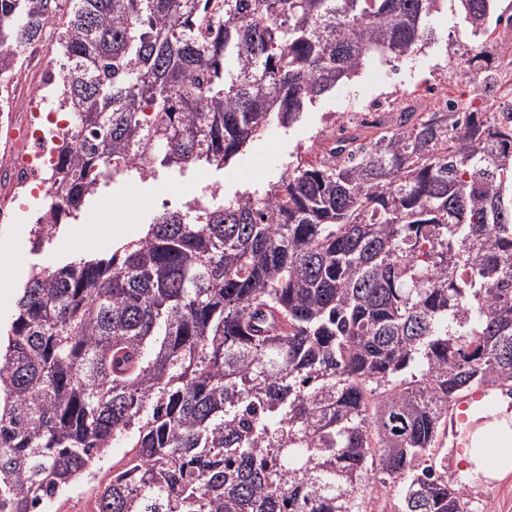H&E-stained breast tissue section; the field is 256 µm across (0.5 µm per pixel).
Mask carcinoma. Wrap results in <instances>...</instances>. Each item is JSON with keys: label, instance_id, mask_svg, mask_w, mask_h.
Instances as JSON below:
<instances>
[{"label": "carcinoma", "instance_id": "obj_1", "mask_svg": "<svg viewBox=\"0 0 512 512\" xmlns=\"http://www.w3.org/2000/svg\"><path fill=\"white\" fill-rule=\"evenodd\" d=\"M445 0H0L70 125L55 237L101 185L218 169L276 119L431 39ZM474 38L495 0H456ZM343 136L262 192L155 215L32 270L0 353V512H43L108 448L94 512H470L432 464L448 409L512 385V111Z\"/></svg>", "mask_w": 512, "mask_h": 512}]
</instances>
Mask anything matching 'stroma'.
<instances>
[{"instance_id": "stroma-1", "label": "stroma", "mask_w": 512, "mask_h": 512, "mask_svg": "<svg viewBox=\"0 0 512 512\" xmlns=\"http://www.w3.org/2000/svg\"><path fill=\"white\" fill-rule=\"evenodd\" d=\"M431 25L433 38L414 53L392 62H368L359 76L308 104L300 121L290 126L272 124L224 168L161 169L144 180L111 182L38 250L29 241L32 217L0 223V330L9 323L33 268H54L91 253L105 256L118 248V241L99 240L98 215H107L114 224L132 225L133 237H141L151 217L163 207L194 199L208 201L216 187L228 196L246 189L262 190L297 160H318L329 149L335 131L360 125L365 110L394 114L411 104L422 113L441 110L443 100L424 97L427 88L449 93L465 108L502 111V99L483 96L480 90L485 72L465 62L474 39L462 28L456 7L450 2L443 5ZM128 454L120 445L109 448L97 461L93 475L47 503L45 512H85L88 493L111 477L113 467L122 466ZM465 493L471 512H512V476L499 482L467 484Z\"/></svg>"}]
</instances>
